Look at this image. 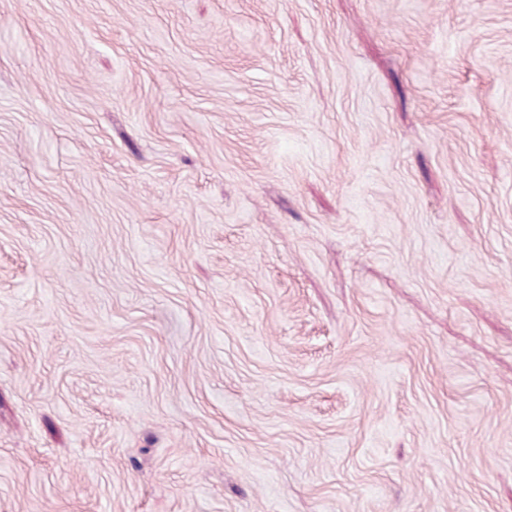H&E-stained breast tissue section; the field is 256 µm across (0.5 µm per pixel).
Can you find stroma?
<instances>
[{
    "label": "stroma",
    "instance_id": "stroma-1",
    "mask_svg": "<svg viewBox=\"0 0 512 512\" xmlns=\"http://www.w3.org/2000/svg\"><path fill=\"white\" fill-rule=\"evenodd\" d=\"M0 512H512V0H0Z\"/></svg>",
    "mask_w": 512,
    "mask_h": 512
}]
</instances>
